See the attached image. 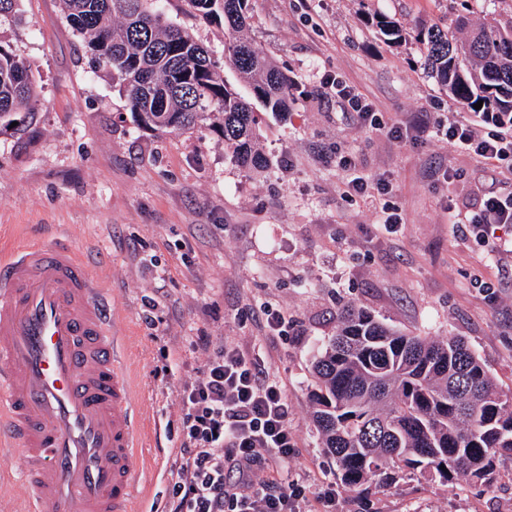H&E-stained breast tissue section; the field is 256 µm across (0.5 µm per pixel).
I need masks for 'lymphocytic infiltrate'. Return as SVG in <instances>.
Listing matches in <instances>:
<instances>
[{"label":"lymphocytic infiltrate","instance_id":"lymphocytic-infiltrate-1","mask_svg":"<svg viewBox=\"0 0 512 512\" xmlns=\"http://www.w3.org/2000/svg\"><path fill=\"white\" fill-rule=\"evenodd\" d=\"M440 134L494 169L512 172V115L479 114ZM180 462L170 512H295L303 485L257 479L266 462L286 468L296 451L283 383L261 356L217 349L180 391Z\"/></svg>","mask_w":512,"mask_h":512}]
</instances>
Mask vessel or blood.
Wrapping results in <instances>:
<instances>
[{
	"label": "vessel or blood",
	"mask_w": 512,
	"mask_h": 512,
	"mask_svg": "<svg viewBox=\"0 0 512 512\" xmlns=\"http://www.w3.org/2000/svg\"><path fill=\"white\" fill-rule=\"evenodd\" d=\"M104 293L63 238L0 248V447L25 512H134L142 400Z\"/></svg>",
	"instance_id": "vessel-or-blood-1"
}]
</instances>
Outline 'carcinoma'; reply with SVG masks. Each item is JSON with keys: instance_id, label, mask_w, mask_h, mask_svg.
Wrapping results in <instances>:
<instances>
[{"instance_id": "obj_1", "label": "carcinoma", "mask_w": 512, "mask_h": 512, "mask_svg": "<svg viewBox=\"0 0 512 512\" xmlns=\"http://www.w3.org/2000/svg\"><path fill=\"white\" fill-rule=\"evenodd\" d=\"M68 18L98 63L119 81L138 124L161 131L211 129L224 138L231 163L264 169L255 109L287 118L298 85L244 36L250 0H188L221 15L228 39L224 64L184 28L151 11L147 0H64ZM385 41L408 38L386 17ZM424 69L448 96L475 111L512 113V19L481 26L460 42L450 28L416 29ZM236 71L251 97L231 88ZM36 102L31 65L0 44V127L23 124ZM312 369L313 419L322 448L347 490L393 483L395 467L442 482L463 475L487 484L512 461V389L504 390L464 340L434 339L396 329L348 306Z\"/></svg>"}]
</instances>
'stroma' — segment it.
<instances>
[{
    "label": "stroma",
    "instance_id": "obj_1",
    "mask_svg": "<svg viewBox=\"0 0 512 512\" xmlns=\"http://www.w3.org/2000/svg\"><path fill=\"white\" fill-rule=\"evenodd\" d=\"M459 0H252L251 36L299 85L287 122L260 113L267 169L244 172L214 132L137 125L111 72L95 67L62 0H21L0 43L32 66L37 102L24 126L0 130V246L59 226L94 257L123 316L143 414L156 425L148 458L160 473L141 512H168L180 459V389L213 348L261 354L284 383L297 451L289 478L298 512H512V465L479 485L400 471L357 498L337 479L312 421L311 363L355 304L405 331L464 338L512 388V226L476 238L465 223L488 193L512 194V173L487 169L418 125L448 124L463 107L427 78L414 40L386 43L370 20L407 31L449 26ZM215 60L224 22L187 0H154ZM338 77L371 102L375 129L323 86ZM406 129L391 137L388 126ZM386 178L389 194L351 195L340 158ZM397 212L389 231L378 220ZM285 321L264 327V309Z\"/></svg>",
    "mask_w": 512,
    "mask_h": 512
}]
</instances>
